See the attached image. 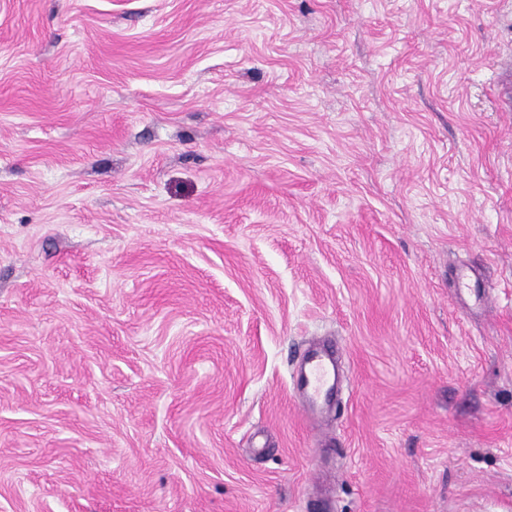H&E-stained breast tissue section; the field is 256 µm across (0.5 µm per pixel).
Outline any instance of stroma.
I'll list each match as a JSON object with an SVG mask.
<instances>
[{"instance_id": "1", "label": "stroma", "mask_w": 512, "mask_h": 512, "mask_svg": "<svg viewBox=\"0 0 512 512\" xmlns=\"http://www.w3.org/2000/svg\"><path fill=\"white\" fill-rule=\"evenodd\" d=\"M0 512H512V0H0ZM294 389L304 411L314 416V408L326 400L335 387V365L326 350L308 351L296 370Z\"/></svg>"}]
</instances>
